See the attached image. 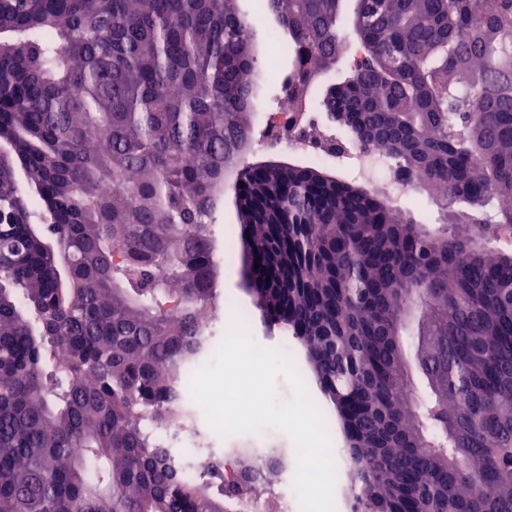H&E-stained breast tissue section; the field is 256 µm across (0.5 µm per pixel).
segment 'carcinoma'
<instances>
[{
    "instance_id": "cac0c4a2",
    "label": "carcinoma",
    "mask_w": 512,
    "mask_h": 512,
    "mask_svg": "<svg viewBox=\"0 0 512 512\" xmlns=\"http://www.w3.org/2000/svg\"><path fill=\"white\" fill-rule=\"evenodd\" d=\"M0 0V512H225L155 433L216 310L213 224L273 47L365 150L458 209L428 232L304 162L254 293L341 420L352 512H512V0ZM115 187L110 197L101 184ZM429 392L422 399L405 333Z\"/></svg>"
}]
</instances>
